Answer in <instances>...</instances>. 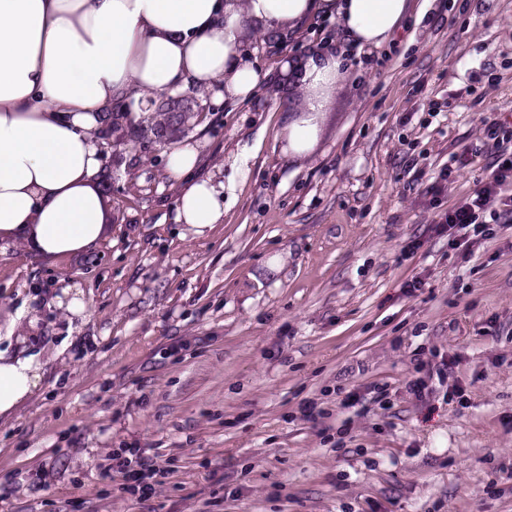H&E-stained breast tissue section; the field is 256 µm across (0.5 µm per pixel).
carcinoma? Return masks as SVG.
Instances as JSON below:
<instances>
[{
  "label": "carcinoma",
  "mask_w": 512,
  "mask_h": 512,
  "mask_svg": "<svg viewBox=\"0 0 512 512\" xmlns=\"http://www.w3.org/2000/svg\"><path fill=\"white\" fill-rule=\"evenodd\" d=\"M206 118V112H186L182 104L175 101L172 96L161 95L152 102V112L145 120L138 123H122L117 118L113 119L112 141L108 146L112 147V156L119 165L123 161L122 148L129 142L151 135L154 143L162 145L164 137L171 138L177 133L193 129L201 125Z\"/></svg>",
  "instance_id": "1"
}]
</instances>
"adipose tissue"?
Masks as SVG:
<instances>
[{
	"label": "adipose tissue",
	"instance_id": "adipose-tissue-1",
	"mask_svg": "<svg viewBox=\"0 0 512 512\" xmlns=\"http://www.w3.org/2000/svg\"><path fill=\"white\" fill-rule=\"evenodd\" d=\"M409 0H0V239L64 258L92 251L111 222L100 184L104 124L112 108L146 117L151 102L195 85L236 101L253 98L264 79L246 37L255 30L282 42L322 13L346 38L380 46L397 31ZM332 51L281 59L277 95L298 90L300 109L285 112L286 156H307L342 75ZM199 145L168 151L179 185L175 220L197 230L224 217V195L195 176ZM36 355L0 352V418L38 388Z\"/></svg>",
	"mask_w": 512,
	"mask_h": 512
}]
</instances>
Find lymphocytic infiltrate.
I'll return each mask as SVG.
<instances>
[{
    "mask_svg": "<svg viewBox=\"0 0 512 512\" xmlns=\"http://www.w3.org/2000/svg\"><path fill=\"white\" fill-rule=\"evenodd\" d=\"M481 147L455 156L459 167L473 163L475 157L486 156L487 174L459 203L442 208L441 200L448 180L447 173H440L426 188L424 196L435 215L429 230L437 237L447 238L452 249L471 254L475 246L492 238V226L512 221V131L504 123L490 119L480 129ZM115 466L125 473L133 490L148 495L153 491L152 479L164 476L165 470L146 448L130 451L128 456L117 458Z\"/></svg>",
    "mask_w": 512,
    "mask_h": 512,
    "instance_id": "lymphocytic-infiltrate-1",
    "label": "lymphocytic infiltrate"
}]
</instances>
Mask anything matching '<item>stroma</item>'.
I'll return each instance as SVG.
<instances>
[{
  "instance_id": "stroma-1",
  "label": "stroma",
  "mask_w": 512,
  "mask_h": 512,
  "mask_svg": "<svg viewBox=\"0 0 512 512\" xmlns=\"http://www.w3.org/2000/svg\"><path fill=\"white\" fill-rule=\"evenodd\" d=\"M324 26L338 31L318 18L278 52L249 48L272 71ZM379 52L353 58L298 163L281 111L301 93L205 100L192 135L223 223H175L167 154L139 144L92 254L0 242V349L44 369L0 421V512H512V223L464 260L420 197L446 168L444 206L463 199L487 159L452 157L483 119L512 125V0H411ZM67 288L84 312L52 304ZM454 353L468 405L408 392L418 361ZM120 448L156 449L149 499L112 470Z\"/></svg>"
}]
</instances>
